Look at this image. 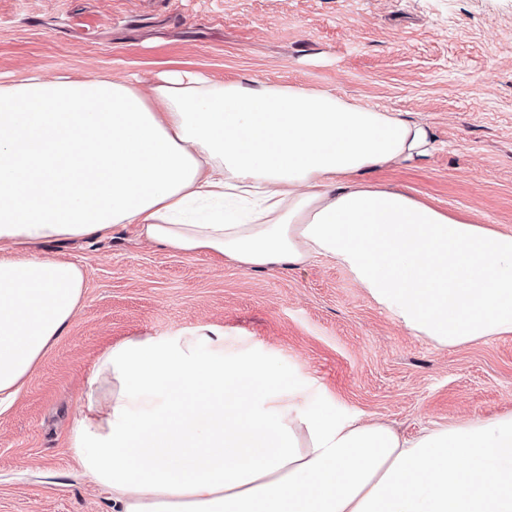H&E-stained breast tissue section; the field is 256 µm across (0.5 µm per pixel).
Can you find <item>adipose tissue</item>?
Wrapping results in <instances>:
<instances>
[{"label":"adipose tissue","mask_w":512,"mask_h":512,"mask_svg":"<svg viewBox=\"0 0 512 512\" xmlns=\"http://www.w3.org/2000/svg\"><path fill=\"white\" fill-rule=\"evenodd\" d=\"M428 133L332 93L185 73L155 89L0 84V241L148 239L244 269L325 258L443 347L512 334V234L359 174ZM85 272L0 256V411L78 309ZM70 433L113 512H512V415L406 439L313 408L255 349L199 326L108 348Z\"/></svg>","instance_id":"1"}]
</instances>
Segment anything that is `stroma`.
<instances>
[{
	"label": "stroma",
	"instance_id": "1",
	"mask_svg": "<svg viewBox=\"0 0 512 512\" xmlns=\"http://www.w3.org/2000/svg\"><path fill=\"white\" fill-rule=\"evenodd\" d=\"M182 71L325 90L418 123L426 152L360 181L512 234V0H0L4 80L115 79L149 98ZM14 253L75 262L85 288L0 413V512H113L69 438L95 363L138 334L224 331L285 376L313 375L314 406L406 437L512 414V334L438 346L322 258L246 270L146 242L135 224Z\"/></svg>",
	"mask_w": 512,
	"mask_h": 512
}]
</instances>
